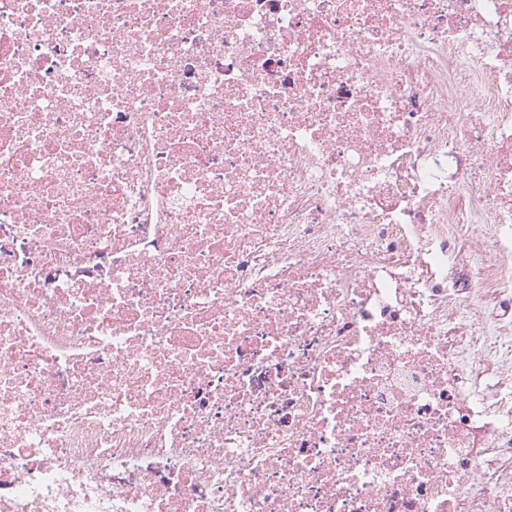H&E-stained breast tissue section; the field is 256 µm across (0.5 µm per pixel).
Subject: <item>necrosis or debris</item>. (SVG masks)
I'll use <instances>...</instances> for the list:
<instances>
[{"mask_svg": "<svg viewBox=\"0 0 512 512\" xmlns=\"http://www.w3.org/2000/svg\"><path fill=\"white\" fill-rule=\"evenodd\" d=\"M510 257L512 0H0V512H512Z\"/></svg>", "mask_w": 512, "mask_h": 512, "instance_id": "necrosis-or-debris-1", "label": "necrosis or debris"}]
</instances>
